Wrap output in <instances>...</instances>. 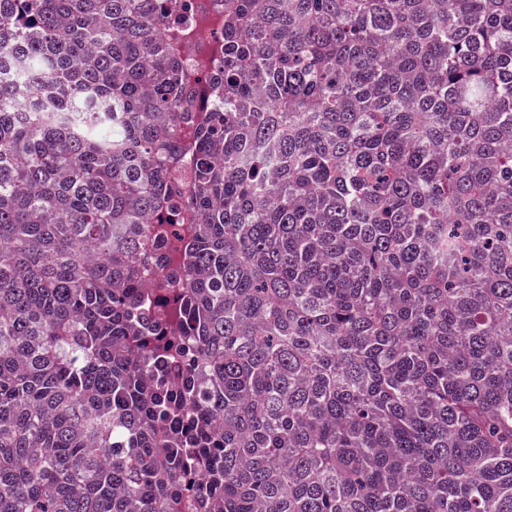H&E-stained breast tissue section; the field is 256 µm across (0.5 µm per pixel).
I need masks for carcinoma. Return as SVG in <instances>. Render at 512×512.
Returning <instances> with one entry per match:
<instances>
[{"label": "carcinoma", "mask_w": 512, "mask_h": 512, "mask_svg": "<svg viewBox=\"0 0 512 512\" xmlns=\"http://www.w3.org/2000/svg\"><path fill=\"white\" fill-rule=\"evenodd\" d=\"M187 7L0 0V512H512V0ZM195 18V28L199 30V39L195 52L184 59L185 66L194 68L209 55L213 33L206 22L210 9L224 12V0H189Z\"/></svg>", "instance_id": "obj_1"}]
</instances>
